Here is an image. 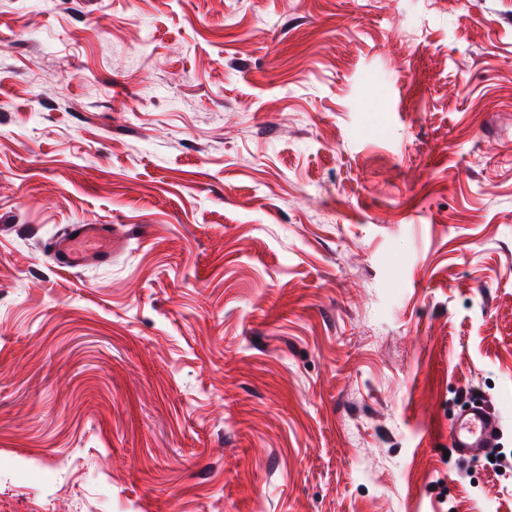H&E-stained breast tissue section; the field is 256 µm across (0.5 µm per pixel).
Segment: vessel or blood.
<instances>
[{"label":"vessel or blood","instance_id":"1","mask_svg":"<svg viewBox=\"0 0 512 512\" xmlns=\"http://www.w3.org/2000/svg\"><path fill=\"white\" fill-rule=\"evenodd\" d=\"M115 247L112 227L108 224L69 225L67 233L49 245L57 262L65 268L108 262ZM499 430L494 410L478 400L452 417L448 424L450 446L459 456L478 458L495 446Z\"/></svg>","mask_w":512,"mask_h":512}]
</instances>
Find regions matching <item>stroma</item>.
Masks as SVG:
<instances>
[{
    "label": "stroma",
    "instance_id": "obj_1",
    "mask_svg": "<svg viewBox=\"0 0 512 512\" xmlns=\"http://www.w3.org/2000/svg\"><path fill=\"white\" fill-rule=\"evenodd\" d=\"M472 394L512 449V0H0V512H512ZM116 246L112 225L70 224L66 233L49 244V250L62 267L76 268L110 261ZM499 430L494 410L481 400L472 402L448 424L450 447L461 457L479 458L495 446Z\"/></svg>",
    "mask_w": 512,
    "mask_h": 512
}]
</instances>
